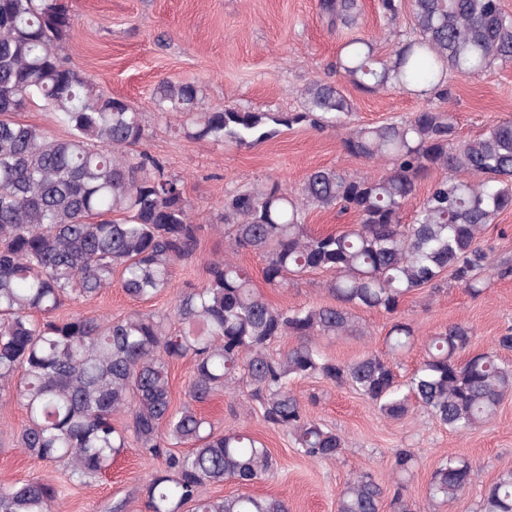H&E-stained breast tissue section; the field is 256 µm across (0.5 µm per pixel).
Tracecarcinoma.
I'll list each match as a JSON object with an SVG mask.
<instances>
[{"label": "carcinoma", "mask_w": 512, "mask_h": 512, "mask_svg": "<svg viewBox=\"0 0 512 512\" xmlns=\"http://www.w3.org/2000/svg\"><path fill=\"white\" fill-rule=\"evenodd\" d=\"M412 32L381 56L378 38L346 42L336 68L366 93L413 88L421 97H448L453 74L479 75L512 61V15L500 0H410ZM332 26L359 25L358 0H322ZM72 31L63 0H0V401L27 413L17 446L31 457L64 464L69 480L100 477L124 453L129 437L160 466L142 485L148 512H288L286 501L246 491L211 497L205 489L233 480L243 488L274 471L272 452L236 429L218 431L198 413L217 391L242 380L266 424L288 433L311 461L346 449L297 397L290 381L321 377L349 387L387 418L417 404L458 433L489 422L512 394V329L489 351L472 353L473 330L454 323L427 337L409 381L400 383L392 360L365 353L348 362L322 350L318 338L352 329L353 311L397 312L413 291L437 289L445 271L474 296L487 279L512 276V261L481 246L488 226L512 209V121L466 141L456 140L454 114L426 109L409 118L355 127L341 143L356 157L385 163L383 173L350 176L310 171L301 187L250 186L224 194L221 223L243 249L266 257L264 277L279 284L313 269L334 273V305L289 310L255 291L230 259L207 262L206 282L176 291L178 330L164 319L132 312L97 319L58 315L119 281L130 297L148 301L173 285L174 271L196 254L202 225L179 179L139 149L142 114L100 91L60 54ZM199 89L163 80L155 89L163 112L179 116L187 136L253 145L279 126H334L351 104L332 83L314 80L302 92L303 110L252 112L234 103L198 111ZM68 128L57 138L17 119L33 99ZM431 179L407 224L404 213L418 182ZM311 208L351 212L356 223L316 233L305 223ZM295 344L280 356L270 344ZM414 328L395 322L393 354L411 348ZM191 365L189 401L172 406L168 366ZM117 415L128 416L122 427ZM192 448L176 454L174 445ZM413 452L395 455L393 493L366 472L353 474L336 497V512H410L407 476ZM476 473L463 455L442 461L428 483V500L463 495ZM60 490L32 478L0 489V512H55ZM475 512H512V469L484 490Z\"/></svg>", "instance_id": "cac0c4a2"}]
</instances>
